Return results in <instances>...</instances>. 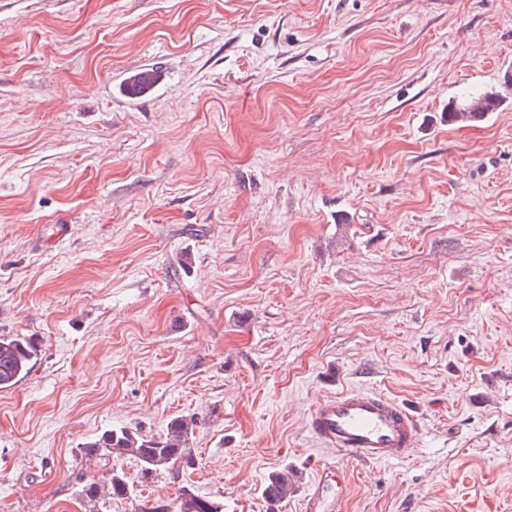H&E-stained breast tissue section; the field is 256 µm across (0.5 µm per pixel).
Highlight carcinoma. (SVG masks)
<instances>
[{"label":"carcinoma","mask_w":512,"mask_h":512,"mask_svg":"<svg viewBox=\"0 0 512 512\" xmlns=\"http://www.w3.org/2000/svg\"><path fill=\"white\" fill-rule=\"evenodd\" d=\"M500 101L492 93H483L470 98L468 103L457 108L448 106V122L465 123L475 121L487 112L499 107ZM37 356V346L25 336L0 337V389L10 388L24 378ZM197 427L193 416H180L170 420L166 431L158 438L141 435L128 428L107 430L93 440L83 444L81 453L88 461L95 462L101 471L98 479L84 483L79 495L97 503L101 499H124L131 493L125 472L120 462L134 459L140 464V474L149 478L169 469L190 468L193 465L190 438ZM297 473L288 468L269 474L263 495L275 508L288 499L296 490ZM144 512H224V504L209 497L196 494L190 488L183 489L176 508L160 502Z\"/></svg>","instance_id":"obj_1"}]
</instances>
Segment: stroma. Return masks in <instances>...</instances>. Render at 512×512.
<instances>
[{
  "label": "stroma",
  "mask_w": 512,
  "mask_h": 512,
  "mask_svg": "<svg viewBox=\"0 0 512 512\" xmlns=\"http://www.w3.org/2000/svg\"><path fill=\"white\" fill-rule=\"evenodd\" d=\"M0 336V512H90L82 444L181 415L194 468L106 512H273L285 467L274 512L336 467L327 512H512V0H0ZM342 386L419 413L410 460L313 440ZM157 76L158 72L155 69L138 70L135 85L129 88L127 83L124 88L129 104L134 105L136 101L143 96V93L141 92L142 90L146 88L152 90L155 86H157L159 84ZM481 103L479 112L472 110L473 103L475 101ZM500 101L493 93H483L478 96L470 98L465 107L456 108L453 105L448 106V121L449 123H465L476 121L483 117L485 112H493L499 107ZM37 356V346L25 336L0 337V389L10 388L24 378ZM297 477V473L288 468L269 474L263 489V495L272 510L288 499V496L296 490ZM144 512H224L223 503L216 501L209 497H204L196 494L190 488L183 489L181 493L178 504L175 510H171V508L162 504L161 502H157L156 506H152L151 508L144 509Z\"/></svg>",
  "instance_id": "35a3bbf8"
}]
</instances>
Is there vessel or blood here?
Segmentation results:
<instances>
[{"mask_svg": "<svg viewBox=\"0 0 512 512\" xmlns=\"http://www.w3.org/2000/svg\"><path fill=\"white\" fill-rule=\"evenodd\" d=\"M158 72L139 70L125 94L136 103L144 89L157 86ZM309 432L321 446L342 458L365 463H399L415 451L420 426L410 409L384 393L345 387L315 404Z\"/></svg>", "mask_w": 512, "mask_h": 512, "instance_id": "obj_1", "label": "vessel or blood"}]
</instances>
